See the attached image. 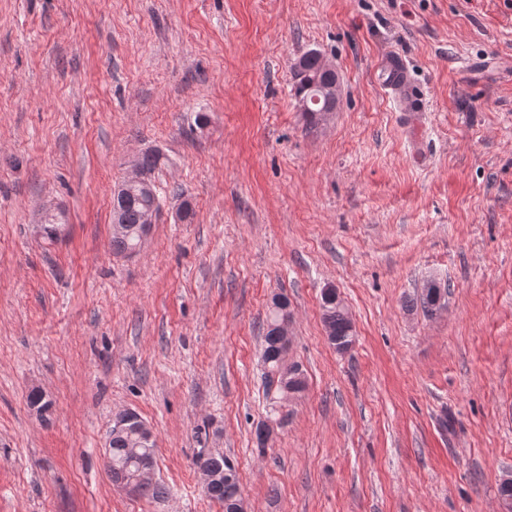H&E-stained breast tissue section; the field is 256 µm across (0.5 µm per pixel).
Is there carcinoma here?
I'll list each match as a JSON object with an SVG mask.
<instances>
[{"instance_id": "1", "label": "carcinoma", "mask_w": 512, "mask_h": 512, "mask_svg": "<svg viewBox=\"0 0 512 512\" xmlns=\"http://www.w3.org/2000/svg\"><path fill=\"white\" fill-rule=\"evenodd\" d=\"M334 75L325 70L321 55L316 50L304 53L293 65V96L304 112L306 125L314 129L320 122V114L325 110H336V102L328 101L323 92L326 83ZM163 164V155L158 151L143 153L136 161V166L147 176L149 187L134 185L119 195L112 196V219L124 225L125 233L112 238V251L115 254L128 255L136 249L143 231L142 217L153 206H161L155 182V172ZM445 289H421L418 296L420 307L427 314L433 315L444 306ZM288 299L275 297L266 318L261 354L262 364L268 380L273 377H287L291 394L295 395L305 389L303 373L296 365L285 362L286 347L280 336L279 325L291 317ZM322 322L329 343L337 352L344 353L354 337L353 324L342 301L336 299V289L325 288L321 295ZM112 463L106 465L111 479L130 476L146 465L155 464L154 445L143 441L139 436L125 433H112ZM195 465H206L223 472V476L207 490L206 495L224 507V512H235L242 499L239 475L234 462L226 456L214 457L201 451L197 454Z\"/></svg>"}]
</instances>
